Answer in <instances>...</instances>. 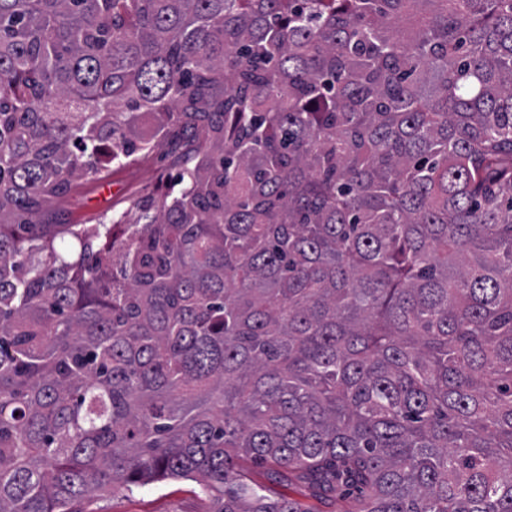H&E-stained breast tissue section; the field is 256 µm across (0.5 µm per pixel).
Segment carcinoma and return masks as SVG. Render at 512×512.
I'll list each match as a JSON object with an SVG mask.
<instances>
[{
    "mask_svg": "<svg viewBox=\"0 0 512 512\" xmlns=\"http://www.w3.org/2000/svg\"><path fill=\"white\" fill-rule=\"evenodd\" d=\"M173 189L59 224L141 150ZM512 512V0H0V512ZM250 476L260 484H263L271 497L291 499L301 504L304 509L314 512H345L350 504L341 497L330 496L322 501L312 498L308 488L296 481H288V476L272 479L268 476L267 469L263 466L247 463ZM218 504L193 481L167 480L160 484L117 491L106 499L82 501L86 512H214Z\"/></svg>",
    "mask_w": 512,
    "mask_h": 512,
    "instance_id": "carcinoma-1",
    "label": "carcinoma"
}]
</instances>
